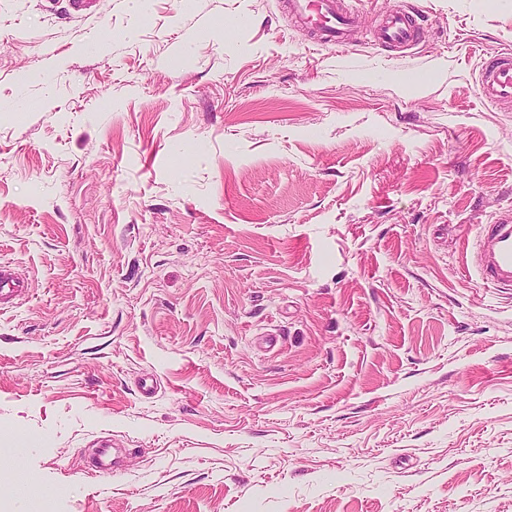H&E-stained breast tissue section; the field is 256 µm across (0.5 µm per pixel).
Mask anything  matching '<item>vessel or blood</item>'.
<instances>
[{"label":"vessel or blood","mask_w":512,"mask_h":512,"mask_svg":"<svg viewBox=\"0 0 512 512\" xmlns=\"http://www.w3.org/2000/svg\"><path fill=\"white\" fill-rule=\"evenodd\" d=\"M280 4L314 44L345 51L359 42L365 18L349 0H280ZM373 37L388 48L403 50L422 42L423 27L412 8L394 5L379 15ZM476 89L486 104L500 109L512 107L511 51L483 59ZM472 263L485 283L512 288L511 208L500 212L495 223L481 226L472 243ZM28 289L25 278L13 267L0 265V306L21 300L27 296ZM111 450V438L97 441L92 475L111 476L114 470Z\"/></svg>","instance_id":"obj_1"}]
</instances>
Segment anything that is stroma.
I'll use <instances>...</instances> for the list:
<instances>
[{
    "instance_id": "stroma-1",
    "label": "stroma",
    "mask_w": 512,
    "mask_h": 512,
    "mask_svg": "<svg viewBox=\"0 0 512 512\" xmlns=\"http://www.w3.org/2000/svg\"><path fill=\"white\" fill-rule=\"evenodd\" d=\"M408 2L339 54L277 0H0V512H512V288L463 265L512 0ZM423 27L412 8L400 4L378 16L373 30L375 41L393 50H403L423 41ZM478 96L500 109L512 107V52L497 53L482 60L476 82ZM29 284L10 265H0V307L16 304L28 295ZM95 451V462L89 474L100 478L112 476L114 465L111 459L112 438L102 437L97 440Z\"/></svg>"
}]
</instances>
